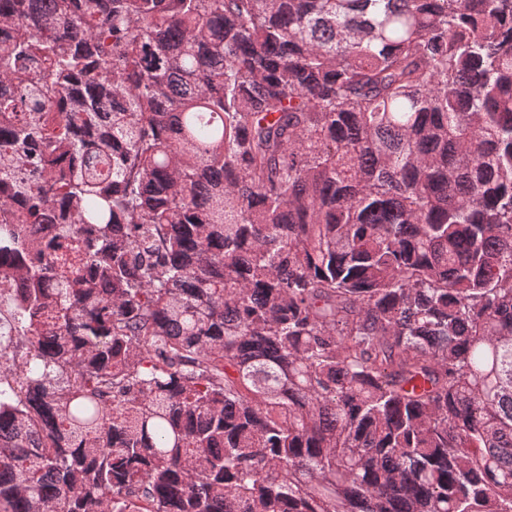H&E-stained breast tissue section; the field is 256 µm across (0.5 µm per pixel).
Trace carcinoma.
Returning a JSON list of instances; mask_svg holds the SVG:
<instances>
[{"instance_id": "cac0c4a2", "label": "carcinoma", "mask_w": 512, "mask_h": 512, "mask_svg": "<svg viewBox=\"0 0 512 512\" xmlns=\"http://www.w3.org/2000/svg\"><path fill=\"white\" fill-rule=\"evenodd\" d=\"M0 512H512V0H0Z\"/></svg>"}]
</instances>
